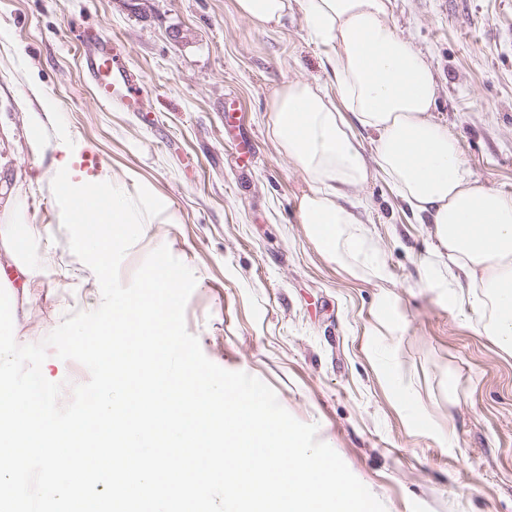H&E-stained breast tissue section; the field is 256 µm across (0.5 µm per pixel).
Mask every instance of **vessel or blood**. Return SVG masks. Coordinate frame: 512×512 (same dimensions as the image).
Masks as SVG:
<instances>
[{
    "instance_id": "vessel-or-blood-1",
    "label": "vessel or blood",
    "mask_w": 512,
    "mask_h": 512,
    "mask_svg": "<svg viewBox=\"0 0 512 512\" xmlns=\"http://www.w3.org/2000/svg\"><path fill=\"white\" fill-rule=\"evenodd\" d=\"M86 69L101 106L118 102L130 110H140L146 80L140 73L125 67L118 56L100 51L87 57Z\"/></svg>"
}]
</instances>
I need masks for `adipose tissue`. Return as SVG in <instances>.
I'll list each match as a JSON object with an SVG mask.
<instances>
[{
	"label": "adipose tissue",
	"instance_id": "obj_1",
	"mask_svg": "<svg viewBox=\"0 0 512 512\" xmlns=\"http://www.w3.org/2000/svg\"><path fill=\"white\" fill-rule=\"evenodd\" d=\"M236 9L268 30L301 12L332 77L329 90L288 80L275 91L266 119L280 153L307 178L299 218L309 237L331 259L384 279V266L362 254L367 229L339 202L346 190L381 177L417 223L431 225L436 257L480 289L481 328L512 353V195L479 184L455 137L435 120L433 69L396 31L390 0H236ZM28 120L34 152L49 147L57 155L54 171L65 179L57 189L62 222L82 228L89 239L88 267L104 268L114 247L137 236L150 213L167 210L168 202L147 194L133 202L118 179L80 170L84 146L58 122L54 103L42 102ZM363 132L369 144H362ZM37 233L24 201L12 199L0 211V251L23 276L27 292L47 277L29 262L27 244Z\"/></svg>",
	"mask_w": 512,
	"mask_h": 512
}]
</instances>
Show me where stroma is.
<instances>
[{"label": "stroma", "instance_id": "stroma-1", "mask_svg": "<svg viewBox=\"0 0 512 512\" xmlns=\"http://www.w3.org/2000/svg\"><path fill=\"white\" fill-rule=\"evenodd\" d=\"M399 32L431 63L435 113L479 184L512 194V0H391ZM0 193L27 197L42 234L30 261L52 271L18 303L19 344L42 341L73 311L102 302L100 284L52 188L54 152L32 154L26 115L55 101L81 169L108 170L131 198H165L127 251L130 283L167 246L194 272L187 330L205 356L267 383L297 420L318 426L386 512H512V354L470 302L449 300L426 225L382 179L358 188L360 217L384 280L350 273L298 218L304 175L266 130L273 93L303 77L328 84L301 15L262 30L235 0H0ZM147 80L143 111L106 109L80 69L102 40ZM256 146L241 169L224 132ZM388 299L392 314L379 319Z\"/></svg>", "mask_w": 512, "mask_h": 512}]
</instances>
